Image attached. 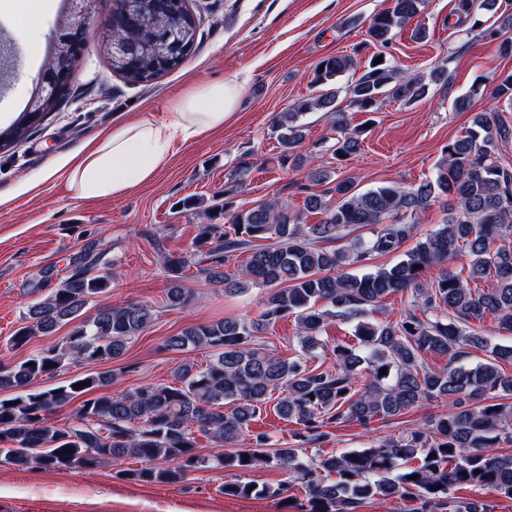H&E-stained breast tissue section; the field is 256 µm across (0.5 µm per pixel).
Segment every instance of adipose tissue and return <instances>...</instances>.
I'll list each match as a JSON object with an SVG mask.
<instances>
[{
  "label": "adipose tissue",
  "mask_w": 512,
  "mask_h": 512,
  "mask_svg": "<svg viewBox=\"0 0 512 512\" xmlns=\"http://www.w3.org/2000/svg\"><path fill=\"white\" fill-rule=\"evenodd\" d=\"M241 92V85L233 80L207 83L174 101L169 119L113 128L44 175L30 177L24 187L29 190L42 179L61 176L77 200L124 195L151 181L180 146L222 129L234 114Z\"/></svg>",
  "instance_id": "obj_1"
}]
</instances>
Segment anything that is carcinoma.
<instances>
[{
	"mask_svg": "<svg viewBox=\"0 0 512 512\" xmlns=\"http://www.w3.org/2000/svg\"><path fill=\"white\" fill-rule=\"evenodd\" d=\"M426 0H391L369 20L370 42L385 49L383 61L369 59L362 75L346 87L357 112L377 110L379 97L404 104L426 96L428 83L403 74L391 47L398 31L418 17ZM170 7L148 8L140 23L127 25L112 16L116 33L140 44L141 57L132 71L121 65L112 72L129 85L148 84L165 72L147 51ZM358 52L329 56L314 70L313 84L332 86L357 68ZM324 70H319V67ZM512 106V71L473 87L454 100L466 110L477 97ZM336 93L312 94L293 109L278 112L270 130L280 148L281 163L301 167L303 114L324 110L337 134L333 158L343 162L361 150L367 129L351 125L346 112L336 110ZM475 129L448 141L435 176L417 186H379L355 190L349 178L331 179L323 166L309 172L305 209L322 218L303 222V215L277 200L239 208L232 198L204 206L183 200L188 211L210 220L220 210L222 224H200L191 250L178 256L160 252L168 306L185 309L195 302L182 282L203 278L224 287L227 294L265 288L260 318L194 324L166 337L173 352L211 351L203 368L180 364L173 384L143 385L112 392L116 374L110 370L85 373L68 383L43 390L34 384L69 365L109 362L154 319L151 307L137 302L103 303L95 313L85 308L112 288V263L92 242L69 259L60 285L30 303L26 325L14 331L10 343L26 346L37 334L49 335L73 324L67 336L48 348L10 365H0V462L22 467L67 471L118 464L128 458L141 467L117 471L145 483H179L206 469L281 470L302 486L307 512H358L367 500L417 499L421 512L441 507L448 512H476L473 503L450 496L456 488L487 489L512 499V454L498 451L502 437L512 439V345L491 343L475 325L492 316L498 329L512 334V172L498 160V141L509 138V127L495 116L479 113ZM31 126L26 113L0 130V149L26 140ZM324 184L321 191L315 186ZM451 205L444 224L421 237L405 259L363 275L343 271L368 265L378 256L398 250L412 236L423 211L437 199ZM369 226L367 238L350 237ZM348 239L344 248L333 243ZM244 264L230 268L237 253ZM467 259V273L451 269ZM492 287L480 288V282ZM408 297L396 321L370 319L388 296ZM295 317L297 356L283 359L263 341L270 324ZM336 317L356 319L355 343L329 346L325 336ZM484 352L475 363L465 362L470 350ZM333 354L336 364L320 359ZM448 358L435 370L427 357ZM386 373H380V369ZM91 385H85V382ZM84 383L76 389L74 385ZM285 396L273 400V393ZM439 400L447 409L422 427L409 428L376 447L322 455L308 449L326 438L322 429L344 421L368 425L395 418L425 401ZM282 419L298 425L295 444L270 448L256 434L245 443L250 427L268 405ZM72 407L70 425L59 428L49 416ZM217 452H200V439ZM248 458H243V455ZM417 479L412 480L410 476ZM289 486L226 482L223 493L238 498H277Z\"/></svg>",
	"mask_w": 512,
	"mask_h": 512,
	"instance_id": "cac0c4a2",
	"label": "carcinoma"
}]
</instances>
